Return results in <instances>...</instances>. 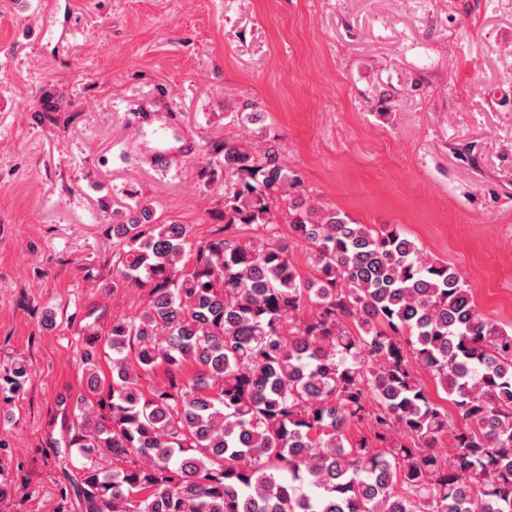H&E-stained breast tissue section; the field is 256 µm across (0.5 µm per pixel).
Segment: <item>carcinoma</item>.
<instances>
[{
    "label": "carcinoma",
    "instance_id": "obj_1",
    "mask_svg": "<svg viewBox=\"0 0 512 512\" xmlns=\"http://www.w3.org/2000/svg\"><path fill=\"white\" fill-rule=\"evenodd\" d=\"M214 151L224 224L191 268L187 227L148 205L110 229L113 286L147 297L112 322L110 376L85 354L63 418L83 512H512V330L397 225L312 204L275 141Z\"/></svg>",
    "mask_w": 512,
    "mask_h": 512
}]
</instances>
